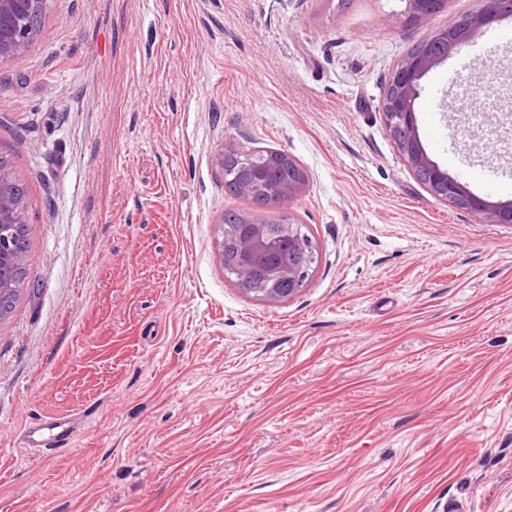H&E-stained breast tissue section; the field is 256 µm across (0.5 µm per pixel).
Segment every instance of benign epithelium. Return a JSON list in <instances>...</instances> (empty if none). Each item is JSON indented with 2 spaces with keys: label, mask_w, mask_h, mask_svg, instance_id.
Segmentation results:
<instances>
[{
  "label": "benign epithelium",
  "mask_w": 512,
  "mask_h": 512,
  "mask_svg": "<svg viewBox=\"0 0 512 512\" xmlns=\"http://www.w3.org/2000/svg\"><path fill=\"white\" fill-rule=\"evenodd\" d=\"M407 3L411 19L421 21L444 9L448 0H407ZM41 4L43 0H0V64L26 50L32 35L27 20L38 14ZM504 17H512V0H482L479 11L448 23L432 35L430 42L443 44V50L437 52L425 46L404 56L392 69L382 114L399 151L433 195L458 203L494 223L511 224V200L492 203L478 197L429 157L419 137L415 113L421 80L457 46ZM219 165L224 171V184L233 185L237 194L251 198L266 213L263 218L239 213L233 223L222 225L223 237L236 245L237 276L244 279L256 269L262 271L263 279L255 291L266 301H283L278 292L280 282L285 279L290 291L298 293L309 279L314 256L302 262L291 249L286 255H274L267 225H281V236L296 245L301 243L299 226L285 218L284 205L303 190L304 172L284 153L259 150L232 149L222 154ZM10 184L9 175L0 171L1 275L11 262V257L4 256L15 242L11 228L26 223L24 208L10 190Z\"/></svg>",
  "instance_id": "7a95c632"
}]
</instances>
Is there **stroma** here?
Returning a JSON list of instances; mask_svg holds the SVG:
<instances>
[{
  "label": "stroma",
  "instance_id": "stroma-1",
  "mask_svg": "<svg viewBox=\"0 0 512 512\" xmlns=\"http://www.w3.org/2000/svg\"><path fill=\"white\" fill-rule=\"evenodd\" d=\"M479 0H47L0 65L26 183L0 318V512H512V224L435 197L386 129L394 66ZM512 18L421 81L420 139L512 200ZM473 91L474 116L458 111ZM277 150L317 261L283 302L224 274V148ZM77 419L32 454L23 427ZM409 6V15L415 21H421L430 15L444 9L447 0H407ZM24 270L19 263H13L8 269V280L10 288L0 291V318L7 314L13 307L16 299L24 286Z\"/></svg>",
  "mask_w": 512,
  "mask_h": 512
}]
</instances>
